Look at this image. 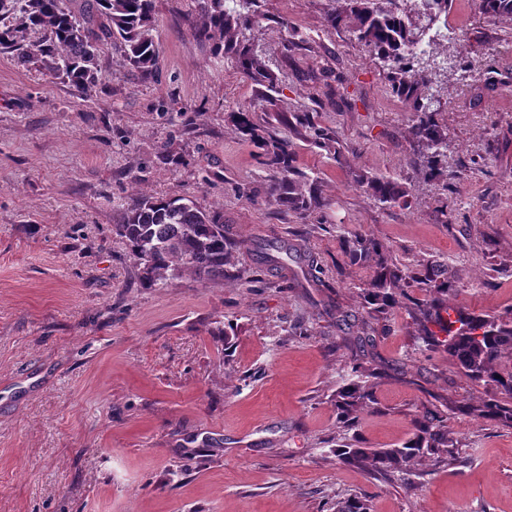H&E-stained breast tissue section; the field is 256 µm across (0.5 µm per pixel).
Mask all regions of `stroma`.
Here are the masks:
<instances>
[{"mask_svg": "<svg viewBox=\"0 0 512 512\" xmlns=\"http://www.w3.org/2000/svg\"><path fill=\"white\" fill-rule=\"evenodd\" d=\"M332 6L260 0L249 36L270 97L197 40L195 0H156V73L108 41L84 93L0 50V512H331L350 498L512 512V427L465 409L499 390L428 349L405 310L368 321L372 270L339 241L357 232L399 263L447 264L452 306L512 309V18L451 0L461 37L438 115L451 146L430 180L411 112L352 28L327 26ZM240 108L290 134L322 209L300 220L269 201L274 172L235 129ZM293 112L335 128L342 159L289 133ZM359 174L393 177L406 203L380 207ZM139 191L223 215L238 243L224 279H146L112 231ZM273 238L296 255L261 265ZM356 363L376 402L347 429L333 396ZM427 410L448 414L454 465L381 477L337 457L344 437L401 444Z\"/></svg>", "mask_w": 512, "mask_h": 512, "instance_id": "stroma-1", "label": "stroma"}]
</instances>
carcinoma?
Masks as SVG:
<instances>
[{
  "label": "carcinoma",
  "mask_w": 512,
  "mask_h": 512,
  "mask_svg": "<svg viewBox=\"0 0 512 512\" xmlns=\"http://www.w3.org/2000/svg\"><path fill=\"white\" fill-rule=\"evenodd\" d=\"M65 0H0V22L12 23L0 30V49H12L26 58L23 41L29 31H41L45 38L34 44L45 69L63 77L81 92L97 80L100 45L108 40L124 44L125 65L152 69L159 60L153 35L155 0H90L79 11L64 5ZM199 9L195 35L211 41L215 54L236 66L252 82L273 87L275 78L254 51L246 31L258 21L259 0H194ZM345 0V6L331 10L330 27L350 25L361 42L387 71L391 91L413 112L411 135L425 148L423 166L431 177L442 175L448 159V129L441 125L442 81L432 79L417 58H439L437 31L416 38L412 13L423 12L433 20L448 11L449 0ZM479 10L487 15L512 16V0H479ZM410 54V66L403 57ZM239 132L265 151L267 165L278 177L268 195L298 218L324 206L322 181L298 165L290 142L277 133L259 129L251 113H234ZM288 128L308 130L311 142L333 151L341 160L336 129L322 126L307 112H295L285 120ZM358 185L367 188L374 200L389 208L405 197V192L388 177L362 176ZM112 231L124 239L132 255L144 264L146 274L163 280L166 274L189 271L203 281L224 277V266L233 258L235 242L223 223L209 212L180 198H158L138 193L123 208ZM344 254L352 265H370L373 274L362 295L369 318L387 320L404 306L402 282L410 278L423 286L425 297L406 307L418 325L420 339L430 349H442L474 381L490 382L509 402L488 400L472 408L475 415L492 417L512 426V311L501 314L468 312L448 305V295L457 291L447 268L438 264L424 271L394 263L384 255L380 241L353 233L341 236ZM356 379L336 391L339 422L356 426L360 414L374 403L373 372L357 363L351 367ZM456 440L448 434V416L428 412L414 421L413 437L391 448H364L340 444L336 456L342 461L374 472L407 473L429 458L437 464L457 461Z\"/></svg>",
  "instance_id": "1"
}]
</instances>
